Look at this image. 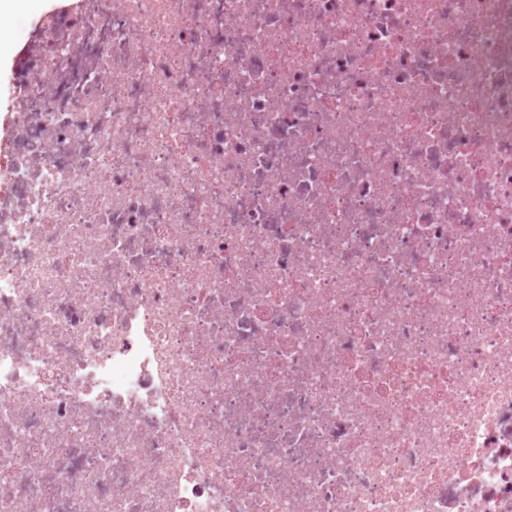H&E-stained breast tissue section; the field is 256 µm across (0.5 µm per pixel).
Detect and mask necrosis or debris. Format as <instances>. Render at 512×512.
<instances>
[{
    "mask_svg": "<svg viewBox=\"0 0 512 512\" xmlns=\"http://www.w3.org/2000/svg\"><path fill=\"white\" fill-rule=\"evenodd\" d=\"M0 140V512H512V0H80Z\"/></svg>",
    "mask_w": 512,
    "mask_h": 512,
    "instance_id": "1",
    "label": "necrosis or debris"
}]
</instances>
